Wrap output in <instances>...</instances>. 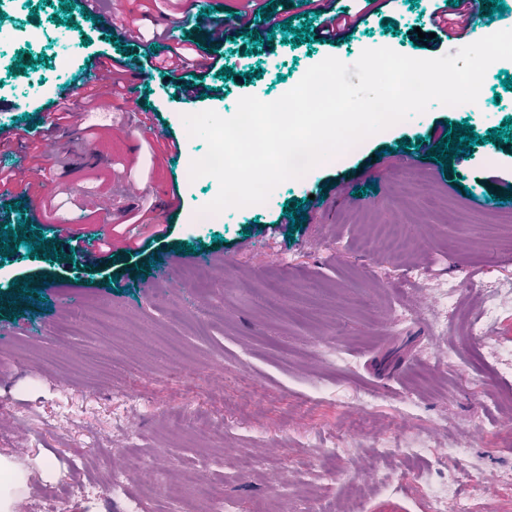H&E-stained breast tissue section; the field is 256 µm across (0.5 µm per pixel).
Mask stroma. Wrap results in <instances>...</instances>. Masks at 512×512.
I'll return each mask as SVG.
<instances>
[{"mask_svg":"<svg viewBox=\"0 0 512 512\" xmlns=\"http://www.w3.org/2000/svg\"><path fill=\"white\" fill-rule=\"evenodd\" d=\"M210 0H112L124 22L139 28L127 51L156 52L165 14ZM439 0H396L367 16L344 45L229 39L221 47L198 32L177 31L216 53L230 77L204 75L222 96L187 105L163 75L149 74L139 111L124 98H105L102 113L118 128L52 126L61 91L90 89L96 55L117 54L112 22L93 20L83 0H0V26L14 41L0 47V127L22 151L0 154V169L27 159V146L60 139L67 167L44 159L46 187H31L16 207L0 202V233L13 253L0 259V453L29 475V512H44L47 496L66 482L85 492L58 512H180L190 496L188 475L210 482L224 512H288L308 489L314 512L354 498L360 512L388 500L404 512H428L427 485L477 466L494 487L474 512H512V246L505 233L512 207V146L475 144L449 170L416 158L415 142L446 121L468 122L478 135L512 118V90L497 61L471 108L431 103L327 160L279 184L266 203L229 208L220 224L191 218L215 196L214 183H188L183 161L164 155V137L185 153L204 148L184 117L213 110L228 115L239 99L267 96L297 84L326 57L354 64L367 48L388 47L417 59L456 54L459 42L431 37L427 18ZM392 20L396 31L383 30ZM37 27L39 42L24 40ZM428 40L416 44L417 33ZM71 57V74L57 63ZM24 67H17V60ZM248 68L256 79L246 86ZM148 185L121 200L99 222H80L70 207L74 186L110 185L114 175ZM376 183L369 191L367 183ZM180 204L166 205L167 191ZM305 201L307 220L292 238L274 223L287 200ZM74 224H57L62 206ZM149 208L152 224L169 226L136 258L120 255L127 239L148 236L133 217ZM41 209L43 237L59 256L35 257L19 244L20 221ZM376 224H404L419 247L399 261L381 246L359 250ZM95 233L112 247L92 258L75 241ZM278 255L270 263L269 255ZM455 302L445 292L456 281ZM29 293H22L21 283ZM498 297L494 338L469 337L467 322L482 298ZM108 303L112 334L102 338L91 306ZM466 443V460L438 458ZM425 444L424 460L408 463L399 449ZM340 449L334 478H324V451ZM140 457L131 478L113 482L123 456Z\"/></svg>","mask_w":512,"mask_h":512,"instance_id":"stroma-1","label":"stroma"}]
</instances>
